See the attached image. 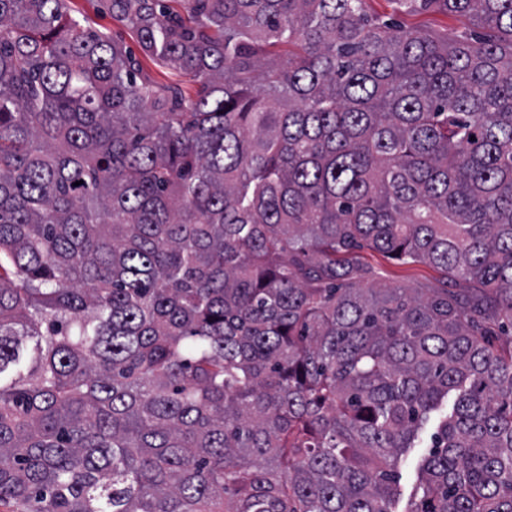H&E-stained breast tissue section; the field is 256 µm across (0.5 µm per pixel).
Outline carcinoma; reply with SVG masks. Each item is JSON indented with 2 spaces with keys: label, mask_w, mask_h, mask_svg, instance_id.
I'll return each mask as SVG.
<instances>
[{
  "label": "carcinoma",
  "mask_w": 512,
  "mask_h": 512,
  "mask_svg": "<svg viewBox=\"0 0 512 512\" xmlns=\"http://www.w3.org/2000/svg\"><path fill=\"white\" fill-rule=\"evenodd\" d=\"M0 0V504L512 512V0ZM371 249L471 287H391ZM100 4L95 0H73L71 16L75 17L84 26H91L109 34L113 39L122 41L140 60L144 70L148 71L160 85L178 82L188 94L193 93V86L184 77L176 76L168 70L155 65L142 56L135 34L121 23L113 21L108 15L100 11ZM366 9L372 15L383 20L392 19L404 30H426L443 34L462 28V24L457 17L440 11L403 14L399 12L397 4L391 0H367ZM452 402L450 397L444 400L443 408L436 412L435 415H445L447 413V406H451ZM435 415L433 414L427 428L420 434L419 439L416 441V448H409L406 453L401 457L398 463V479L396 484L397 496L395 499L394 510L397 512L406 511L409 501L415 495L418 481V465L422 458L427 454L431 444V434L434 431Z\"/></svg>",
  "instance_id": "obj_1"
}]
</instances>
